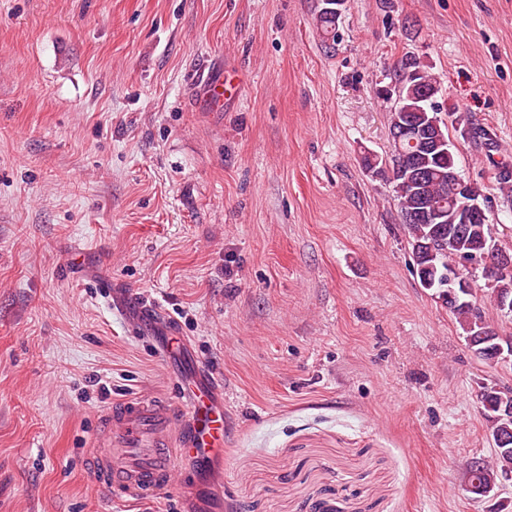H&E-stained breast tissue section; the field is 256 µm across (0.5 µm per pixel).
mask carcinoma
Listing matches in <instances>:
<instances>
[{
  "mask_svg": "<svg viewBox=\"0 0 512 512\" xmlns=\"http://www.w3.org/2000/svg\"><path fill=\"white\" fill-rule=\"evenodd\" d=\"M316 20L323 37L335 33V14L320 9ZM398 85L401 99L390 111L389 128L397 129L408 119L419 127L431 128L436 123L438 135L449 139L448 127L438 117V110L423 100L425 92L439 91L440 82L417 60L407 58L401 64ZM464 134L482 139L490 151L498 150L496 134L486 128L468 127ZM391 148V179L411 245L413 268L419 279L438 278L440 270L449 269L460 257L487 254L492 238L490 224L457 223L449 180V174L457 172L456 148L443 155L418 151L406 141L398 145L394 143ZM482 275L487 280L486 297L495 307H500L503 301L512 302V271L489 273L484 270ZM448 311L459 324L468 348L476 357L490 360L486 347L492 342L506 349L512 345L511 339L497 334L478 297L467 293L450 305ZM509 396H512L509 387L485 383L479 386L477 399L489 434L492 440L505 439L507 443L494 444L493 460L480 459L477 467L468 464V485L471 492L478 495L492 491L512 475V415L502 413V400Z\"/></svg>",
  "mask_w": 512,
  "mask_h": 512,
  "instance_id": "cac0c4a2",
  "label": "carcinoma"
}]
</instances>
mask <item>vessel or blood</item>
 I'll return each mask as SVG.
<instances>
[{
  "instance_id": "b4317fda",
  "label": "vessel or blood",
  "mask_w": 512,
  "mask_h": 512,
  "mask_svg": "<svg viewBox=\"0 0 512 512\" xmlns=\"http://www.w3.org/2000/svg\"><path fill=\"white\" fill-rule=\"evenodd\" d=\"M237 92L234 79L210 77L202 98L222 106ZM183 412L153 397L113 402L93 456V474L115 500H153L172 487L182 460L224 454L223 385L206 371L189 383Z\"/></svg>"
}]
</instances>
